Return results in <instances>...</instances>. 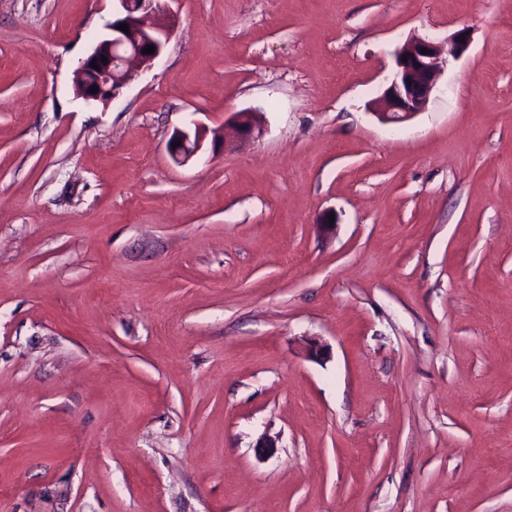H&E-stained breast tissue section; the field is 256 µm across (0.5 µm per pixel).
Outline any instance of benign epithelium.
Listing matches in <instances>:
<instances>
[{
    "instance_id": "obj_1",
    "label": "benign epithelium",
    "mask_w": 512,
    "mask_h": 512,
    "mask_svg": "<svg viewBox=\"0 0 512 512\" xmlns=\"http://www.w3.org/2000/svg\"><path fill=\"white\" fill-rule=\"evenodd\" d=\"M117 2L119 6L106 23L105 33L75 70L76 96L87 102H108L122 94L139 72L150 68L162 55L175 31V14L162 0ZM123 23L128 26L126 33L118 29ZM468 41L469 32L464 28L448 37L444 45L420 36L407 40L396 55V68L388 87L374 101L376 114L387 123H402L424 110L440 72L449 60L465 52ZM148 45L155 47L154 53H143ZM93 62L99 69L91 66ZM94 86L98 87L96 93L90 92ZM262 133L255 113L239 112L224 124V145L257 139ZM206 134L207 128L199 124L192 133L175 131L170 139V143L177 144L170 148L173 159L179 164L189 162L200 150Z\"/></svg>"
}]
</instances>
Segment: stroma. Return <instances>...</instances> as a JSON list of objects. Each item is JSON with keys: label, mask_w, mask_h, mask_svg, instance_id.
<instances>
[{"label": "stroma", "mask_w": 512, "mask_h": 512, "mask_svg": "<svg viewBox=\"0 0 512 512\" xmlns=\"http://www.w3.org/2000/svg\"><path fill=\"white\" fill-rule=\"evenodd\" d=\"M116 7L0 0V512H512V0H171L88 103ZM115 1L119 6L106 23L105 33L75 70L76 96L87 102H108L122 94L139 72L150 68L162 55L175 31V14L162 1ZM123 23L129 33L118 29ZM147 45H154V54L143 53ZM102 56L107 58V63L102 61ZM93 60L99 70L91 66ZM94 86L98 87L96 93L90 92ZM464 36L465 42H461ZM470 41L467 29L448 37L446 46L412 36L396 55V68L384 93L374 101L375 113L386 123H402L427 106L437 78L450 59L459 58ZM422 49L429 53H422ZM407 56V62L402 57ZM263 128L254 112H239L224 124V146L236 145L259 138ZM206 134L207 128L199 124L195 126L193 134L183 130H176L169 142V149L173 159L179 164L189 162L200 150ZM173 143L177 144L176 148H173Z\"/></svg>", "instance_id": "stroma-1"}]
</instances>
